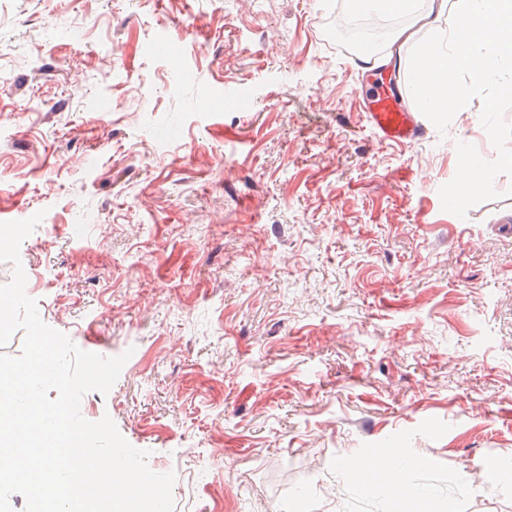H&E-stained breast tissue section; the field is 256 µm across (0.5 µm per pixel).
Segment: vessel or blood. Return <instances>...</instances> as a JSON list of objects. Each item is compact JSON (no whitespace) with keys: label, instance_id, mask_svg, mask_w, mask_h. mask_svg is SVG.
Listing matches in <instances>:
<instances>
[{"label":"vessel or blood","instance_id":"1","mask_svg":"<svg viewBox=\"0 0 512 512\" xmlns=\"http://www.w3.org/2000/svg\"><path fill=\"white\" fill-rule=\"evenodd\" d=\"M360 110L380 141L409 145L423 134L416 114L404 109L398 92L384 77L372 79Z\"/></svg>","mask_w":512,"mask_h":512}]
</instances>
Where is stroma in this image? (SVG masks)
I'll list each match as a JSON object with an SVG mask.
<instances>
[{"mask_svg":"<svg viewBox=\"0 0 512 512\" xmlns=\"http://www.w3.org/2000/svg\"><path fill=\"white\" fill-rule=\"evenodd\" d=\"M379 142L347 0H0V222L41 319L130 358L110 417L173 512H395L347 464L398 449L420 512H512V100ZM228 86L250 98L225 100ZM491 185L453 193L463 159Z\"/></svg>","mask_w":512,"mask_h":512,"instance_id":"1","label":"stroma"}]
</instances>
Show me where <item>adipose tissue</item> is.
Wrapping results in <instances>:
<instances>
[{
	"instance_id": "obj_1",
	"label": "adipose tissue",
	"mask_w": 512,
	"mask_h": 512,
	"mask_svg": "<svg viewBox=\"0 0 512 512\" xmlns=\"http://www.w3.org/2000/svg\"><path fill=\"white\" fill-rule=\"evenodd\" d=\"M428 23H435L448 8L456 19L447 45L434 44L417 54L411 68L429 111L465 112L490 79L499 91L512 96V0H428ZM468 82H459V74ZM397 450L353 463L349 474L365 485L393 495L399 512H412L418 495Z\"/></svg>"
}]
</instances>
